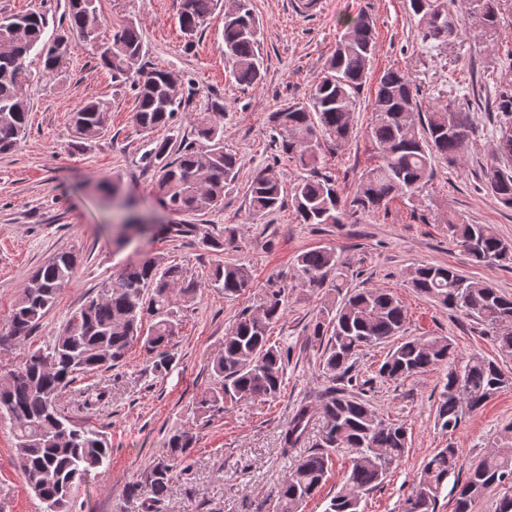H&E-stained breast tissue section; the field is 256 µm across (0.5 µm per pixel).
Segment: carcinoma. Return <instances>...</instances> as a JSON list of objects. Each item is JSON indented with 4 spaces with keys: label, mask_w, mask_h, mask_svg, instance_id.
Here are the masks:
<instances>
[{
    "label": "carcinoma",
    "mask_w": 512,
    "mask_h": 512,
    "mask_svg": "<svg viewBox=\"0 0 512 512\" xmlns=\"http://www.w3.org/2000/svg\"><path fill=\"white\" fill-rule=\"evenodd\" d=\"M98 0H67V28L82 36L94 57L112 70V78L130 83L135 95L133 120L140 131L170 128L185 110L184 95L172 94L169 72L135 69L146 51L137 24L128 20L112 30V39H99L90 21L98 16ZM423 24L424 42L445 43L454 29L448 17L424 20L425 0H409ZM221 6V0H183L179 29L191 35L203 27ZM47 14L0 11V153L15 150L29 122V103L23 88L25 61L39 58L44 74L64 72L68 38L46 35ZM376 28L371 15L360 13L344 23V32L316 77L309 100L287 102L270 116L275 148L300 170L292 204L302 224H343L358 214L387 207L402 196H413L433 174L434 163L455 164L464 143L474 134L470 112L449 104L420 114L418 90L402 70L389 69L377 79L369 136L381 152L380 163L360 177L351 195H342L336 179L322 172L320 143L336 145L351 137V112L367 79L376 52ZM224 57L235 81L250 86L261 79L260 25L252 0H228L224 9ZM111 102L87 101L71 118L72 146L100 138L109 127ZM155 173L154 196L158 206L175 214L207 213L224 201V190L239 173L240 160L224 147V127L202 122L192 137H166L152 142L143 156ZM487 187L504 205L512 206V172L498 166L486 172ZM105 205L120 216L115 241L125 246L157 229L147 215L137 212L139 202L112 182L105 190ZM252 216H264L282 205L281 183L262 171L247 195ZM448 233L471 260L487 266L512 262V244L489 224L448 221ZM235 230L225 227L202 240L203 248L221 251L232 242ZM78 257L56 254L41 266L23 288L5 336L24 340L54 306L62 289L74 276ZM301 285L322 291V305L311 328L321 349L320 371L331 386L317 401H302L281 430L280 447L298 456L288 476L276 490L277 512H301L326 484L334 458L350 461L344 483L330 498L324 512H361L364 494L380 487L391 467L408 448L403 425L380 417L365 398L371 380L354 374L358 355L402 331L406 310L401 301L383 289L350 290L349 267L334 249L317 247L295 257ZM251 282V272L239 264L218 265L210 273L213 287L224 297L240 295ZM409 285L414 291L448 309H454L488 328L505 358H512V297L488 283L467 279L452 267L422 265ZM198 282L179 265H164L155 258L126 264L104 280L97 293L73 312L62 331L43 350L30 352L0 389V417L9 419L15 449L26 483L45 504L46 512H70L76 478L109 464L112 449L104 435L79 427L59 412L56 398L82 373L103 372L118 365L135 342L153 356L152 368L160 373L172 361L170 347L182 312L197 298ZM285 309V296L274 290L262 313H243L224 335V351L211 363L215 384L195 402L205 417L224 408V402L242 398L274 400L281 395L288 350L272 343L270 325ZM150 323L142 330L143 323ZM453 354L445 336L409 338L388 352L378 369L387 380L407 378L445 363ZM512 384L498 362L480 356L460 369L449 368L447 382L436 409L441 429L454 432L465 416L482 408L502 388ZM193 435L177 431L168 440L166 457L151 462L141 478L128 485L127 500L142 512H159L167 498L173 473L189 457ZM459 449L450 445L437 451L424 465L422 475L404 500L401 512H436L439 493L455 473ZM496 485L512 486V423L500 434V445L468 469L456 484L455 512H471L472 503Z\"/></svg>",
    "instance_id": "obj_1"
}]
</instances>
